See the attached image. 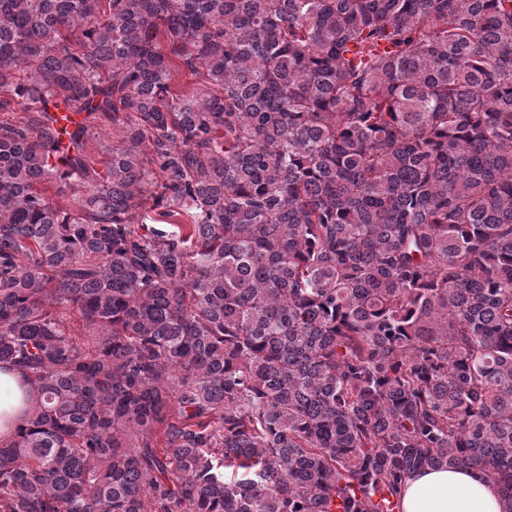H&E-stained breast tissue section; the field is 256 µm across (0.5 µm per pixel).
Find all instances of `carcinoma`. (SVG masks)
Instances as JSON below:
<instances>
[{
  "label": "carcinoma",
  "instance_id": "obj_1",
  "mask_svg": "<svg viewBox=\"0 0 512 512\" xmlns=\"http://www.w3.org/2000/svg\"><path fill=\"white\" fill-rule=\"evenodd\" d=\"M18 106L0 512H512V0H0ZM31 388L25 382L21 372L11 365L0 367V442L9 441L17 426L22 422V414L27 405L24 395ZM401 512H502L495 481L474 469H421L405 479Z\"/></svg>",
  "mask_w": 512,
  "mask_h": 512
}]
</instances>
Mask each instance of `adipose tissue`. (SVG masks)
<instances>
[{"label": "adipose tissue", "mask_w": 512, "mask_h": 512, "mask_svg": "<svg viewBox=\"0 0 512 512\" xmlns=\"http://www.w3.org/2000/svg\"><path fill=\"white\" fill-rule=\"evenodd\" d=\"M28 389L21 372L0 366V442L9 441L26 408ZM401 512H502V495L495 481L474 469H421L405 479Z\"/></svg>", "instance_id": "adipose-tissue-1"}]
</instances>
